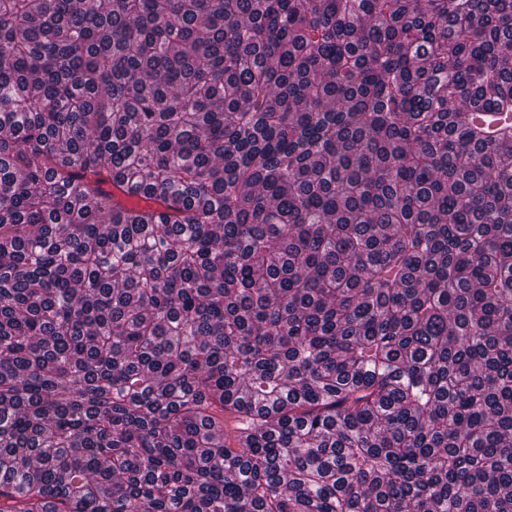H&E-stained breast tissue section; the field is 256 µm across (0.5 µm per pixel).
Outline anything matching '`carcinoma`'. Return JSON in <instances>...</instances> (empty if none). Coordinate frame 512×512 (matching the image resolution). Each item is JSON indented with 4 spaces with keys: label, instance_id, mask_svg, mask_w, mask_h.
<instances>
[{
    "label": "carcinoma",
    "instance_id": "obj_1",
    "mask_svg": "<svg viewBox=\"0 0 512 512\" xmlns=\"http://www.w3.org/2000/svg\"><path fill=\"white\" fill-rule=\"evenodd\" d=\"M0 512H512V0H0Z\"/></svg>",
    "mask_w": 512,
    "mask_h": 512
}]
</instances>
